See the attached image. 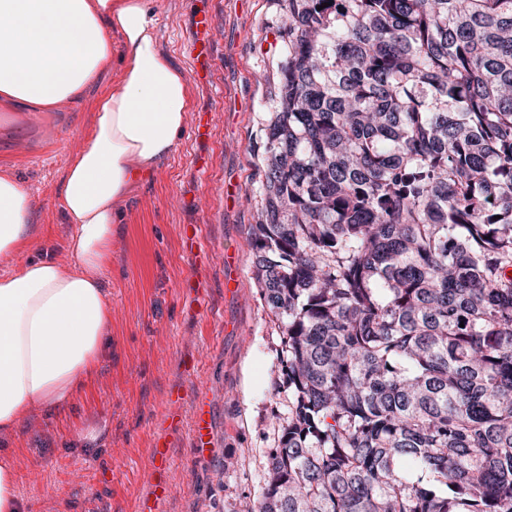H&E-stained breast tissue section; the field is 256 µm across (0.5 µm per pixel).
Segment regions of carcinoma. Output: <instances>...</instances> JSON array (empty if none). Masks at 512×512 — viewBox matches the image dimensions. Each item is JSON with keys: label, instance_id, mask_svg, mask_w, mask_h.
Masks as SVG:
<instances>
[{"label": "carcinoma", "instance_id": "cac0c4a2", "mask_svg": "<svg viewBox=\"0 0 512 512\" xmlns=\"http://www.w3.org/2000/svg\"><path fill=\"white\" fill-rule=\"evenodd\" d=\"M280 2L254 512H512V0Z\"/></svg>", "mask_w": 512, "mask_h": 512}]
</instances>
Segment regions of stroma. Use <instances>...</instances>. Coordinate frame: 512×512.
<instances>
[{"instance_id":"stroma-1","label":"stroma","mask_w":512,"mask_h":512,"mask_svg":"<svg viewBox=\"0 0 512 512\" xmlns=\"http://www.w3.org/2000/svg\"><path fill=\"white\" fill-rule=\"evenodd\" d=\"M160 54L189 71L195 0H151ZM214 58L209 86L190 84L192 109L216 108L210 140L181 134L172 154L142 175L118 204L103 281L112 299V355L102 359L62 411L33 405L7 438L18 493L31 512H136L148 489L149 452L168 389L181 382L180 361H197L192 387L206 396L213 443L193 455V409L168 473L163 512H252L264 487L263 465L275 445L288 393L280 384L277 328L255 280L251 226L257 221L262 175L255 166L277 96L273 69L283 16L277 0H209ZM118 81L110 71L78 98L52 109L0 104V176L25 187L39 225L22 251L0 257V277L30 259L52 256L70 265L74 233L62 209V183L92 130L95 104ZM212 158L208 175L197 152ZM201 224L214 253L194 312L184 292L190 262L181 227ZM233 280L226 290L225 280ZM97 430L94 444L82 439Z\"/></svg>"}]
</instances>
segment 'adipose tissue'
I'll return each instance as SVG.
<instances>
[{
	"instance_id": "1",
	"label": "adipose tissue",
	"mask_w": 512,
	"mask_h": 512,
	"mask_svg": "<svg viewBox=\"0 0 512 512\" xmlns=\"http://www.w3.org/2000/svg\"><path fill=\"white\" fill-rule=\"evenodd\" d=\"M154 26L148 0H0L6 104L53 106L110 70L120 75L99 98L93 134L63 181L76 271L42 257L0 280V435L15 430L32 405L66 407L112 348L111 297L101 273L117 202L171 155L191 103L183 71L157 49ZM30 219L19 180L0 177L1 255L27 242Z\"/></svg>"
}]
</instances>
